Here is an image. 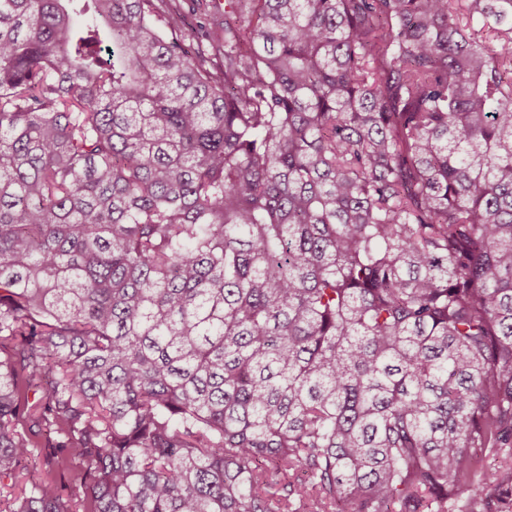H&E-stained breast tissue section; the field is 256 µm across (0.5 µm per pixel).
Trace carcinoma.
Returning <instances> with one entry per match:
<instances>
[{
    "label": "carcinoma",
    "instance_id": "obj_1",
    "mask_svg": "<svg viewBox=\"0 0 512 512\" xmlns=\"http://www.w3.org/2000/svg\"><path fill=\"white\" fill-rule=\"evenodd\" d=\"M505 449L512 0H0V512H492Z\"/></svg>",
    "mask_w": 512,
    "mask_h": 512
}]
</instances>
